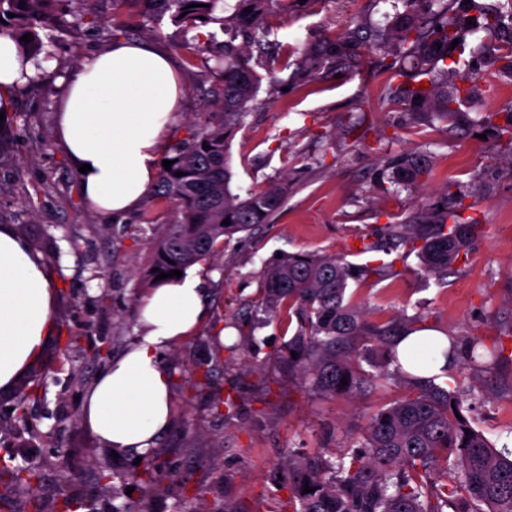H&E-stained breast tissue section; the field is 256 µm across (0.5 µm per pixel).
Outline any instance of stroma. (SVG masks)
<instances>
[{
	"instance_id": "obj_1",
	"label": "stroma",
	"mask_w": 512,
	"mask_h": 512,
	"mask_svg": "<svg viewBox=\"0 0 512 512\" xmlns=\"http://www.w3.org/2000/svg\"><path fill=\"white\" fill-rule=\"evenodd\" d=\"M394 3L358 0L350 10L344 0H293L287 14L272 20L268 57L283 63L295 58L298 46L331 40L361 21L386 25ZM164 32L159 45L176 59L185 88L171 132L177 140L211 111L206 91L218 71L211 54L185 53L189 33L170 25ZM48 35L54 74L19 94L10 111L14 160L0 167V225L15 228L28 221L54 243V252L42 259L58 283V337L44 364L46 384L30 403L27 431L14 422L12 397L0 395V457L38 468L42 512H57L66 474L79 487L77 512H112L142 491H127L119 480L134 471L135 454L112 456L81 423L84 395L105 367L86 353L106 342L116 357L138 336V308L146 293L142 275L152 258L150 228L168 223L171 206L148 198L133 214L110 222L87 205L74 169L51 139L53 103L62 90L60 76L106 43L99 25L70 15ZM466 75L474 91L463 109L473 119L512 105V77L477 59ZM388 78L378 52L366 50L352 72L326 69L275 96L260 90L258 106L230 140L233 193L244 196L284 182L288 196L255 230L235 234L192 267L210 316L164 353L174 420L150 457L171 482L168 498L154 501L152 512H171L174 496L183 492L192 496L193 512H218L228 499L245 512H291L290 493L279 476L289 449L320 454L349 445L370 415L404 392L392 381L351 399H326L269 368L289 337L287 326L274 321L253 330L249 319L263 273L278 254L336 255L355 267L378 264L379 254H357V243L377 240L386 225L410 223L421 209L439 207L445 185L454 183L476 197L473 215L485 225L467 261L432 276L421 270L416 252L402 246L390 256L389 276L350 279L347 295L372 322L419 312L424 327L457 340L475 334L493 342L499 321L512 318V235L501 230L512 225V144L484 127L451 128L428 113L405 124L400 105L381 97ZM369 124L388 134L383 150L354 148L340 136L345 128ZM424 149L429 176L387 197L380 176L384 160ZM220 326L241 345L233 372L214 373L218 387L239 386L237 406L226 419L210 411L206 396L191 397L188 387L197 366L211 359V337ZM67 336L74 339L69 348L63 343ZM261 376L268 389L257 386ZM448 378L470 389L471 425L495 448H512V359L487 368L456 366Z\"/></svg>"
}]
</instances>
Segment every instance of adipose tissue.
Instances as JSON below:
<instances>
[{"label":"adipose tissue","mask_w":512,"mask_h":512,"mask_svg":"<svg viewBox=\"0 0 512 512\" xmlns=\"http://www.w3.org/2000/svg\"><path fill=\"white\" fill-rule=\"evenodd\" d=\"M48 63L21 61L0 37V108L16 88L41 80ZM54 137L80 175L87 204L113 217L134 211L154 186L184 89L171 59L146 43L118 40L85 57L61 77ZM140 334L96 377L83 400L81 421L104 447L143 454L171 426L173 404L163 349L195 332L206 318L201 279L187 275L150 290L139 306ZM53 278L11 227L0 226V393L41 363L56 330ZM447 337L417 331L400 341L408 372L441 373Z\"/></svg>","instance_id":"1"}]
</instances>
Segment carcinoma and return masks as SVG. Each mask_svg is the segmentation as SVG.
I'll return each instance as SVG.
<instances>
[{
    "instance_id": "cac0c4a2",
    "label": "carcinoma",
    "mask_w": 512,
    "mask_h": 512,
    "mask_svg": "<svg viewBox=\"0 0 512 512\" xmlns=\"http://www.w3.org/2000/svg\"><path fill=\"white\" fill-rule=\"evenodd\" d=\"M138 6L141 26L151 37L163 35L165 21L186 29L205 24L219 25L229 39L224 41V57L217 59L218 82L209 88L217 110L193 125L188 136L169 147L166 160L171 170L160 169L151 195L172 206L170 223L162 225L151 237L152 261L148 280L160 273L186 268L215 253L217 244L241 232H249L284 204L287 187L272 185L242 198L230 190L232 173L227 162V143L242 125L257 100L262 77L256 71L260 61L253 60L252 42L234 44L240 33L258 29L272 12L288 11V0H237L234 11L219 16L222 0H112L110 37L128 36L129 25L118 18L120 7L128 2ZM61 0H0V36L12 39L20 53L40 59L44 43L40 30L57 12ZM196 7H190V4ZM401 7L378 35V47L393 76H403L402 63H413V83L403 91L408 101L407 119L429 109L438 119L455 125L468 121L461 106L471 87L459 86L448 78L465 65L462 58L466 37L476 32L468 20L450 11L448 0H398ZM25 8H19V5ZM251 11H246V8ZM14 17H8V14ZM32 35L24 43L22 37ZM458 40V56L448 60V47ZM366 46L360 29L334 36L326 45H308L293 62L294 75L310 76L326 68L338 72L355 69L359 48ZM491 63L498 72L512 77V40L497 45ZM427 82L420 88L418 84ZM484 123L492 126L496 137H507L512 144V107L501 121L493 116ZM425 154L410 153L389 159L385 188L388 194L397 187L418 182L427 172ZM182 176L177 177L175 173ZM451 200L444 210L421 211L413 224H389L388 235L394 241H419L424 271L443 275L459 259L466 257L468 246L478 233L477 220L462 217L468 198L461 189L447 186ZM230 224L225 225L223 221ZM352 273L348 263L336 256L293 254L266 269L260 303L263 323L288 318L296 323L293 335L285 342L275 360V369L307 383L326 397L351 396L370 392L393 375L406 385V392L392 405L375 412L359 439L332 456L291 455L285 464V481L292 491L293 512H512V457L497 451L476 431L463 413L465 392L447 389L434 380L420 381L407 375L400 366L393 371L373 374L363 369L361 351L381 347L393 352L395 341L414 331L421 317H400L373 324L363 310L346 299ZM503 341L487 345L481 336L452 341L443 351L444 358L463 355L473 367H487L501 360ZM297 358H292V354ZM346 379L344 386L341 379ZM190 390L207 392L213 413L222 416L236 406L232 392L216 389L212 369H200L189 380ZM13 412L23 422L27 402L33 391L26 383ZM0 473L13 485L30 493L33 512H41L32 479L38 471L14 459L0 462ZM138 480L144 482L148 498L116 506L113 512H148L149 499L167 494L166 478L145 464ZM312 492H304V487Z\"/></svg>"
}]
</instances>
